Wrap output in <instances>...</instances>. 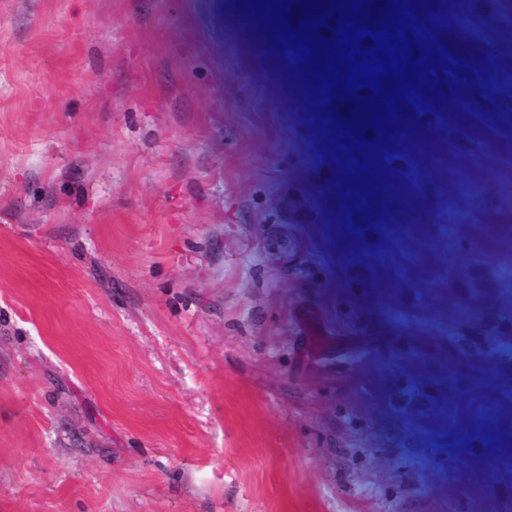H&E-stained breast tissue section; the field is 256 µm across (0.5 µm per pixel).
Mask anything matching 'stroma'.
Instances as JSON below:
<instances>
[{"instance_id":"35a3bbf8","label":"stroma","mask_w":512,"mask_h":512,"mask_svg":"<svg viewBox=\"0 0 512 512\" xmlns=\"http://www.w3.org/2000/svg\"><path fill=\"white\" fill-rule=\"evenodd\" d=\"M224 3L0 0V512H512V134L435 117L343 254Z\"/></svg>"}]
</instances>
